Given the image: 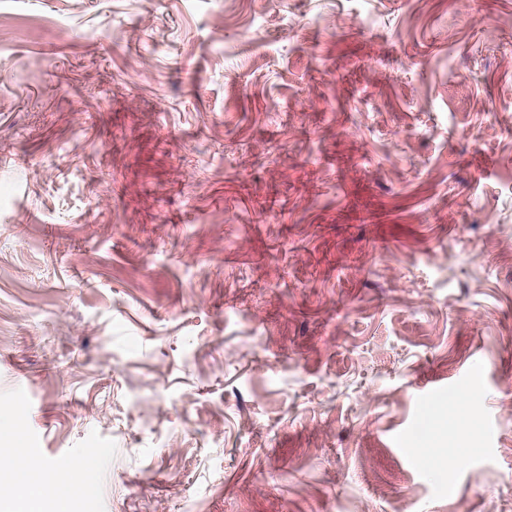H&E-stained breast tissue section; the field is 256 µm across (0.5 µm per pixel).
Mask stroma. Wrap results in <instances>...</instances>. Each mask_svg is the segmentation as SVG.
Instances as JSON below:
<instances>
[{"instance_id": "35a3bbf8", "label": "stroma", "mask_w": 512, "mask_h": 512, "mask_svg": "<svg viewBox=\"0 0 512 512\" xmlns=\"http://www.w3.org/2000/svg\"><path fill=\"white\" fill-rule=\"evenodd\" d=\"M0 399L73 512H512V0H0ZM459 393L460 386L455 382H448V384L437 385L428 389L419 400L409 426L395 437L397 447L402 448L415 468L422 467L424 464V459L415 451V448L421 441L427 442L430 439V429L427 427L430 407L438 401L453 400Z\"/></svg>"}]
</instances>
